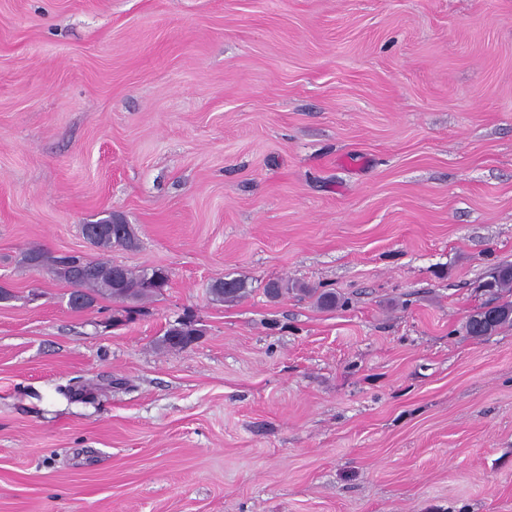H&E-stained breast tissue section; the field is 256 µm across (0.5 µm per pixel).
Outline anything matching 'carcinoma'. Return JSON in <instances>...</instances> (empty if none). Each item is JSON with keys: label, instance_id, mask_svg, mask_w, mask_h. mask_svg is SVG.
I'll return each instance as SVG.
<instances>
[{"label": "carcinoma", "instance_id": "carcinoma-1", "mask_svg": "<svg viewBox=\"0 0 512 512\" xmlns=\"http://www.w3.org/2000/svg\"><path fill=\"white\" fill-rule=\"evenodd\" d=\"M82 232L90 244L102 250H110L114 246L130 247L136 243V234L130 226L122 235L94 233L88 224L82 225ZM23 262L29 266L51 268L76 287V292L88 307L100 297L130 303L148 300L162 293L170 280L169 272L164 267L133 271L109 261H87L81 256L57 258L39 248L27 251ZM489 285L512 290V265L498 267ZM243 292L242 282L235 278L219 281L211 288V293L220 301L238 299ZM506 324L512 325V301L509 300L485 307L472 315L467 323V333L476 337L485 336ZM198 335V329L179 322L166 330L159 345L167 350H183L190 345V337Z\"/></svg>", "mask_w": 512, "mask_h": 512}]
</instances>
